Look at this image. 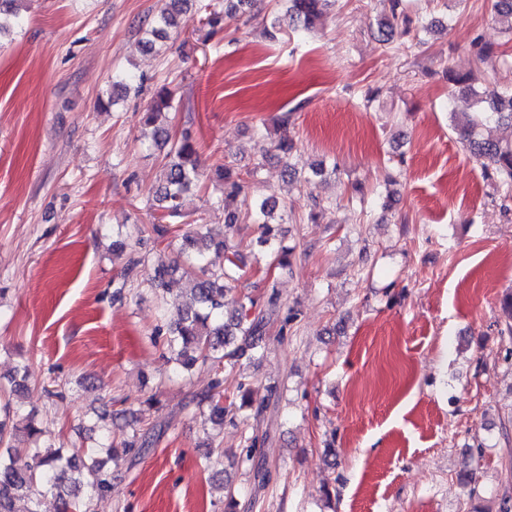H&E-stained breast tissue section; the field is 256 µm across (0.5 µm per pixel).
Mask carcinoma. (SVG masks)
Here are the masks:
<instances>
[{"mask_svg":"<svg viewBox=\"0 0 512 512\" xmlns=\"http://www.w3.org/2000/svg\"><path fill=\"white\" fill-rule=\"evenodd\" d=\"M224 15L213 12L205 17L210 27L235 16L242 5L251 0H226ZM289 27L295 32H305L318 20L329 0H286ZM390 18L379 23L378 40L390 44L396 36L411 33L413 20L405 13L402 0H390ZM192 6V0H164L157 25L146 29L145 44L153 47L156 41L167 37V30L178 27L180 18ZM494 17L512 35V0H495ZM448 96L458 94L472 98L473 111L451 113L452 129L466 143L472 154L481 162L484 175L498 185L512 189V143H503L491 137H482L481 131L490 124L512 125V89L478 91L468 77L451 71L446 73ZM137 76L121 71L112 77V94L119 97L138 90ZM174 92L163 84L157 90L151 112L145 124L153 122L154 115L173 107ZM295 144L288 134H283L273 145L284 165L285 175H296L290 163ZM199 157L191 136L185 134L173 141L165 155L161 171V190L158 201L170 216L181 214L183 193L189 190L198 176ZM224 180V200L218 208L224 210V239L215 240L202 227L183 238L186 257L182 265L158 264L154 268L152 284L165 287L166 277L183 270L194 280L190 295L175 301L177 317L166 324V342L175 364V372L190 371L198 360H209L216 377L208 391L198 396L199 403L207 406L210 419L216 425L224 421L235 422L237 411L252 407L250 387L237 382L235 389L241 395V404L224 405L225 371H233L235 361L247 351L258 347L266 328L279 309L278 297L270 295L265 310L254 311L255 302L240 303V310L224 313L226 293L236 288L246 275L245 256L233 244L241 226L247 221L261 229V244L270 253V265L284 271L290 266L288 247L275 233L276 224L282 221L287 204L273 196L261 199L249 195L250 176L230 165L217 168ZM27 386V368L18 365L10 379V388L0 387V512H14L16 499L27 493L33 507L29 512H39V489L55 492L61 500L60 512H89L90 500L112 488V468L108 461L94 457L98 448H76L67 453L54 443L42 439V430L34 423L33 413L26 411L23 402L14 399ZM254 408V407H252ZM256 407L253 416L261 414ZM156 433H134L132 440L124 443L126 452L141 454L153 443Z\"/></svg>","mask_w":512,"mask_h":512,"instance_id":"carcinoma-1","label":"carcinoma"}]
</instances>
